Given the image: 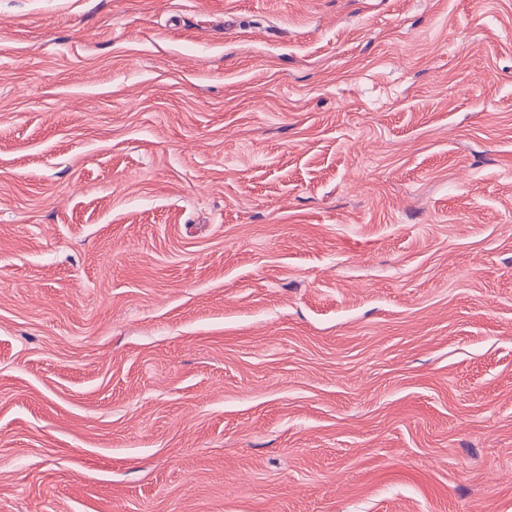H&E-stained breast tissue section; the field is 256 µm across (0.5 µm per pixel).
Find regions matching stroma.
Instances as JSON below:
<instances>
[{
    "label": "stroma",
    "instance_id": "35a3bbf8",
    "mask_svg": "<svg viewBox=\"0 0 512 512\" xmlns=\"http://www.w3.org/2000/svg\"><path fill=\"white\" fill-rule=\"evenodd\" d=\"M0 512H512V0H0Z\"/></svg>",
    "mask_w": 512,
    "mask_h": 512
}]
</instances>
